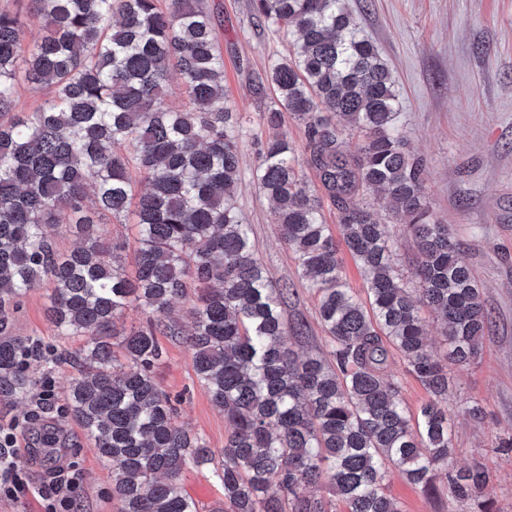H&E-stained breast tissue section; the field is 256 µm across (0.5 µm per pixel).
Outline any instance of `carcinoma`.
<instances>
[{
  "mask_svg": "<svg viewBox=\"0 0 512 512\" xmlns=\"http://www.w3.org/2000/svg\"><path fill=\"white\" fill-rule=\"evenodd\" d=\"M33 2L42 34L27 45L24 22L0 12V400L37 385L19 363L37 343L15 334L14 317L42 288L53 335L82 342L46 367L76 371L66 412L108 469L118 512H200L179 483L187 467L211 471L230 512H330L305 494L320 483L345 512H401L386 489L393 471L425 491L445 474L452 498L481 499L482 467L448 471V365L475 360L491 314L451 229L430 220L422 161L395 126V77L344 0H253L291 44L269 71L266 123L278 128L285 112L305 123L307 164L369 294L367 309L347 287L321 202L288 138L274 136L256 180L329 335L327 353L304 356L293 343L307 326L288 320L293 289L271 283L235 204L243 126L226 106L224 58L201 0ZM22 55L24 81L49 91L31 112L16 111ZM173 70L188 99L180 108L166 102ZM345 126L364 134L352 157L339 142ZM134 171L146 183L138 195ZM373 190L417 243L416 293L400 283L387 225L352 201ZM128 214L132 278L107 228ZM65 236L76 238L67 251ZM191 292L185 342L229 425L219 452L178 425L153 375L158 337L182 336L169 308ZM133 304L145 322L118 330ZM424 309L443 322V357L427 341ZM393 351L428 393L415 416L387 380Z\"/></svg>",
  "mask_w": 512,
  "mask_h": 512,
  "instance_id": "cac0c4a2",
  "label": "carcinoma"
}]
</instances>
